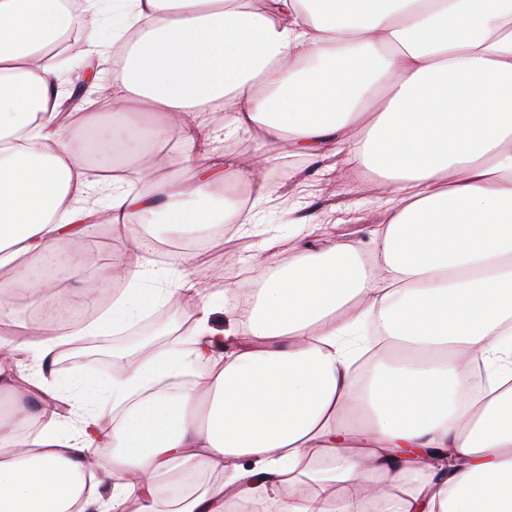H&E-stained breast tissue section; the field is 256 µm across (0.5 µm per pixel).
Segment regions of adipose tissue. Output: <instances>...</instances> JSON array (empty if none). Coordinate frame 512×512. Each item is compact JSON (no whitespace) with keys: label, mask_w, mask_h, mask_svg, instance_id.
Instances as JSON below:
<instances>
[{"label":"adipose tissue","mask_w":512,"mask_h":512,"mask_svg":"<svg viewBox=\"0 0 512 512\" xmlns=\"http://www.w3.org/2000/svg\"><path fill=\"white\" fill-rule=\"evenodd\" d=\"M124 62L96 111H63L45 49L85 24L61 0H0V323L33 268L86 224L126 229L125 288L108 336L148 310L199 299L188 347H144L112 372V426L89 391L13 370L52 366L71 342L46 314L36 337L0 340V512H512V0H125ZM165 113L149 129L104 114ZM224 135L370 175L383 220L367 239L297 217ZM96 128L104 172L84 174L74 131ZM196 164L172 177L146 143ZM136 155L144 190L112 163ZM293 217L306 246L265 239L239 262L248 315L142 252L148 225L230 216L259 234V207ZM224 312L227 326L213 316ZM374 328L392 358L353 372ZM194 478L173 490L174 471Z\"/></svg>","instance_id":"ef3b65f1"}]
</instances>
